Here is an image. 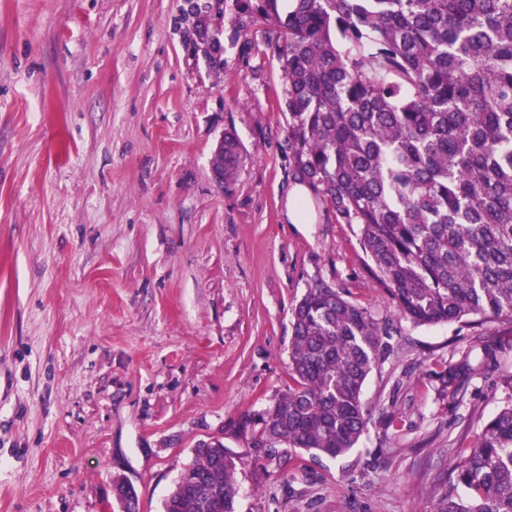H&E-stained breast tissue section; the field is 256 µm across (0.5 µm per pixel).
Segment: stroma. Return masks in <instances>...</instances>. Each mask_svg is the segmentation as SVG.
Segmentation results:
<instances>
[{
	"instance_id": "35a3bbf8",
	"label": "stroma",
	"mask_w": 512,
	"mask_h": 512,
	"mask_svg": "<svg viewBox=\"0 0 512 512\" xmlns=\"http://www.w3.org/2000/svg\"><path fill=\"white\" fill-rule=\"evenodd\" d=\"M181 0H0V512H162L196 442L242 456L236 512H430V487L501 407L512 323L417 326L357 229L304 198L285 78L224 0L221 73L185 50ZM233 129L234 183L212 161ZM386 323L367 432L336 460L253 459L240 416L288 387L292 310L318 285ZM459 393L440 373L486 343Z\"/></svg>"
}]
</instances>
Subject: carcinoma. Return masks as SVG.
Instances as JSON below:
<instances>
[{"label": "carcinoma", "mask_w": 512, "mask_h": 512, "mask_svg": "<svg viewBox=\"0 0 512 512\" xmlns=\"http://www.w3.org/2000/svg\"><path fill=\"white\" fill-rule=\"evenodd\" d=\"M269 26L286 79L295 178L355 225L370 271L417 326L512 323V0H236ZM224 0H182L184 22ZM242 146L224 132V187ZM386 331L339 291L311 288L292 311L288 390L244 414L269 439L336 460L367 430L363 386ZM466 354L440 376L455 393ZM504 404L434 485L431 512H512V373ZM162 512H236L242 458L193 449Z\"/></svg>", "instance_id": "cac0c4a2"}]
</instances>
